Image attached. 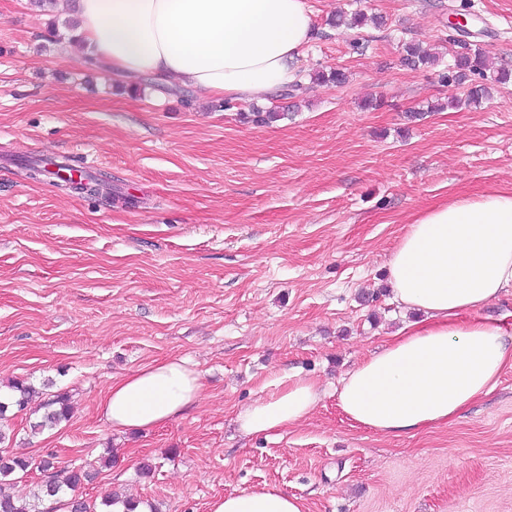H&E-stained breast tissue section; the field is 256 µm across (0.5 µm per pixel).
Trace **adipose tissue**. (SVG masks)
Returning <instances> with one entry per match:
<instances>
[{"instance_id":"obj_1","label":"adipose tissue","mask_w":512,"mask_h":512,"mask_svg":"<svg viewBox=\"0 0 512 512\" xmlns=\"http://www.w3.org/2000/svg\"><path fill=\"white\" fill-rule=\"evenodd\" d=\"M78 40L109 77L178 83L228 103L273 99L299 79L317 28L305 0H74ZM394 299L422 313L344 377L338 404L385 434L453 420L512 365V336L475 313L512 289V190L456 198L422 213L388 262ZM202 396L199 374L169 358L113 381L100 411L118 431L152 429ZM320 390L294 376L238 416L248 435L305 419ZM209 512H304L274 486L213 499Z\"/></svg>"}]
</instances>
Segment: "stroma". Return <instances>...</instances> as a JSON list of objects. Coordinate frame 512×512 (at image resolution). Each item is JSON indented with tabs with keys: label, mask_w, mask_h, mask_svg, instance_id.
<instances>
[{
	"label": "stroma",
	"mask_w": 512,
	"mask_h": 512,
	"mask_svg": "<svg viewBox=\"0 0 512 512\" xmlns=\"http://www.w3.org/2000/svg\"><path fill=\"white\" fill-rule=\"evenodd\" d=\"M305 2L319 34L302 87L254 100L282 114L259 126L239 104L110 80L70 51L68 11L0 0V390L24 378L40 401L64 392L73 405L40 434L37 414H10L9 448L97 469L77 496L115 493L141 512H208L265 483L305 512H512V367L460 417L397 437L356 425L336 396L418 318L387 282L406 225L512 188V85L451 109L457 89L441 78L466 44L512 70V0ZM339 9L385 23L336 28ZM406 42L438 64L404 65ZM332 69L347 83L315 81ZM59 155L108 189L29 178ZM171 357L200 374V403L113 433L99 411L113 379ZM294 373L320 384L311 415L243 435L238 414Z\"/></svg>",
	"instance_id": "35a3bbf8"
}]
</instances>
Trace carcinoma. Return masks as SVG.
Segmentation results:
<instances>
[{
  "instance_id": "carcinoma-1",
  "label": "carcinoma",
  "mask_w": 512,
  "mask_h": 512,
  "mask_svg": "<svg viewBox=\"0 0 512 512\" xmlns=\"http://www.w3.org/2000/svg\"><path fill=\"white\" fill-rule=\"evenodd\" d=\"M365 14L361 11L347 14L340 12L332 18V23L336 26H346L350 29L360 27L364 24ZM402 61L413 68L421 66H433L436 63V56L422 50L419 46L407 43L404 45V55ZM485 51L481 48L468 49L460 53L453 65L448 71L442 74V79L453 86H466L465 101L469 104H476L485 98L488 94L487 83L480 84L469 83V78L477 75L485 78L484 74ZM453 95L448 98V105L454 106L463 101ZM281 113L272 111H260L243 114V119L256 124L268 125L279 120ZM10 388L12 396L10 402L0 401V419H4L8 408L12 407L17 411H23L29 408L32 398L35 394L34 387L24 380H14ZM45 412L42 419L33 424L32 430L42 431L49 429L61 421L67 419L70 415V405L68 397L59 393L55 399L44 406ZM37 466L39 471L46 473V479L37 484V489L32 493V498L27 500L19 498L13 494L14 486L12 475L18 472H26L32 466ZM90 479L89 472L82 469H57L55 467L54 455L49 454L42 458L39 463H34L28 457L14 454H0V512H39L38 506L41 501L58 498L65 491H74L83 482ZM118 498L108 495L102 498L100 505L90 504L85 500L74 498L70 500L69 507L71 512H97V507H102V512H112V506L119 503ZM126 506V512H134L136 503L131 500L123 502Z\"/></svg>"
}]
</instances>
